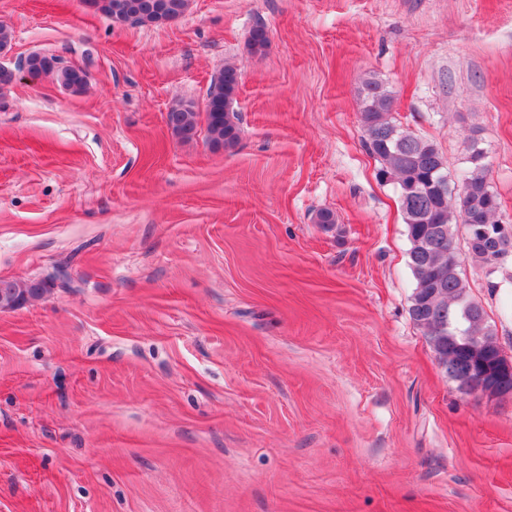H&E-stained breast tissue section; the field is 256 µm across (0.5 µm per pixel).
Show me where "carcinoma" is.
<instances>
[{"mask_svg":"<svg viewBox=\"0 0 512 512\" xmlns=\"http://www.w3.org/2000/svg\"><path fill=\"white\" fill-rule=\"evenodd\" d=\"M189 0H87L88 6L117 22L161 25L183 16ZM268 31L258 23L250 31L249 49L258 53L268 44ZM28 63L37 73L53 75L73 93L87 83V73L74 65H61L57 58L31 56ZM241 82L237 67L226 64L214 79L206 103L208 143L214 150L234 148L241 138V127L234 102ZM362 130L369 153L381 164L379 177L396 185L403 221L410 242L409 267L415 287L409 316L422 330L440 365L448 356L467 355L456 346L454 328L460 326L472 343L485 345V359L507 362L487 320L481 303L470 296L462 276L460 253L448 255L455 245L457 226L466 230L469 257L487 266L504 263L508 255L501 248L502 238L512 235V224L495 219L500 208L486 167L480 155L462 177L461 185L450 184L447 160L431 140L405 131L392 117L393 98L382 82L369 80L363 88ZM197 113L177 105L166 114V124L176 137L189 140L196 134ZM456 203H451V200ZM24 306L39 300L48 290L45 281L21 282L0 279V289Z\"/></svg>","mask_w":512,"mask_h":512,"instance_id":"carcinoma-1","label":"carcinoma"}]
</instances>
